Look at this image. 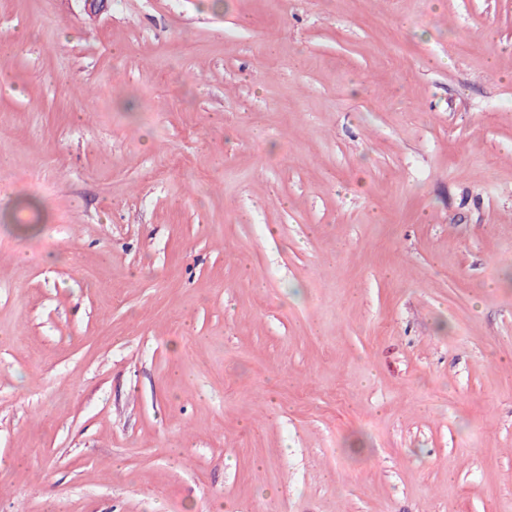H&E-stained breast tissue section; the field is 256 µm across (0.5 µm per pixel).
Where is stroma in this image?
<instances>
[{
	"mask_svg": "<svg viewBox=\"0 0 512 512\" xmlns=\"http://www.w3.org/2000/svg\"><path fill=\"white\" fill-rule=\"evenodd\" d=\"M0 512H512V0H0Z\"/></svg>",
	"mask_w": 512,
	"mask_h": 512,
	"instance_id": "35a3bbf8",
	"label": "stroma"
}]
</instances>
